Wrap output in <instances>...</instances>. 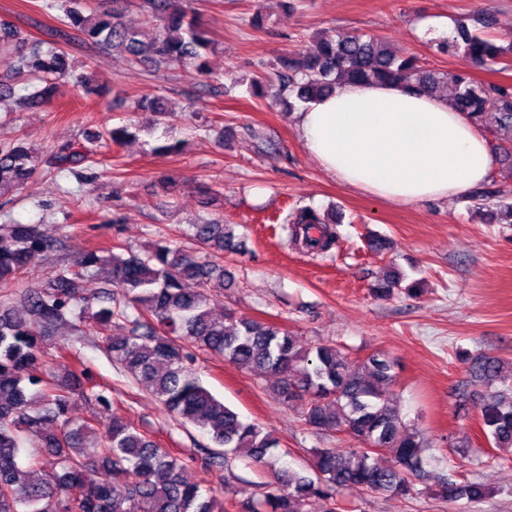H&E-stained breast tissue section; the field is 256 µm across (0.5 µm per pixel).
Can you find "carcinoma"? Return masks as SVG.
I'll return each mask as SVG.
<instances>
[{
  "instance_id": "carcinoma-1",
  "label": "carcinoma",
  "mask_w": 512,
  "mask_h": 512,
  "mask_svg": "<svg viewBox=\"0 0 512 512\" xmlns=\"http://www.w3.org/2000/svg\"><path fill=\"white\" fill-rule=\"evenodd\" d=\"M99 14H84L80 0H63V26L97 45L119 47L135 63L151 62L209 75L204 37L195 12L183 0H143L141 8L153 26L152 36L121 21L118 4ZM446 53L463 51L475 67L496 64L504 54L484 35L459 25L440 42ZM0 66L5 67L0 92H14L24 76L37 80L23 100L43 105L64 86L98 95L76 72L68 54L29 41L12 22L0 20ZM280 92L309 103L332 92L341 82H399L428 94L452 86L459 111L484 126L493 115L497 128L511 133L497 145L503 163L512 168V86L477 82L464 74L449 75L420 64L413 54L392 50L382 38L364 33H318L304 55L278 59ZM142 104L164 124L176 117L161 98ZM86 158L70 144L53 154V164L66 169ZM48 163L23 142L0 148V198L35 179ZM336 215L305 207L292 222L291 235L313 250L334 244L329 225ZM198 251L170 239L159 240L143 253L85 250L82 272L59 268L40 285L21 283V274L57 240L40 224H0V512H228L232 489L224 484V502L203 495L186 477L190 465L224 471L230 455H244L259 466L272 465L278 440L263 426L247 422L200 381L194 368L197 353L206 352L239 369H260L279 376L276 388L285 402H297L307 429L323 434L339 428L358 440L355 448H315L310 470L281 467L273 489L259 502L239 504V512H306L311 500L325 512H339L344 490H368L410 499L414 480L424 473L427 442L382 386L396 382V361L378 351L354 363L332 345L301 347L287 328L265 320L239 321L228 313L216 321L207 308L208 292L224 289V253L242 249L231 225L220 219L192 225ZM106 272V287L95 296L82 288L85 273ZM401 275L390 270L373 293L383 299L400 287ZM24 308L14 312L12 299ZM98 309H93V305ZM105 331L103 343L121 372L149 390L164 410L183 425L209 430L214 448L205 457L174 454L131 425H97L70 416L71 394L79 391L108 410L112 388L95 389L93 378L76 357L62 377L38 366L45 336L60 326H77L86 312ZM476 377L495 384L479 405L482 429L497 448L512 447V380L502 375V361L480 356ZM39 437L53 467L39 482L25 479V468L42 463L26 447V434ZM391 449L394 462L377 464L374 454ZM439 495L449 501H482L485 485L472 481L441 482Z\"/></svg>"
}]
</instances>
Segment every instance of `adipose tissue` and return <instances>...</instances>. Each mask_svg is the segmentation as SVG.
I'll return each instance as SVG.
<instances>
[{"instance_id": "ef3b65f1", "label": "adipose tissue", "mask_w": 512, "mask_h": 512, "mask_svg": "<svg viewBox=\"0 0 512 512\" xmlns=\"http://www.w3.org/2000/svg\"><path fill=\"white\" fill-rule=\"evenodd\" d=\"M298 132L340 184L397 205L461 195L497 166L451 100L405 85L340 84L300 112Z\"/></svg>"}]
</instances>
